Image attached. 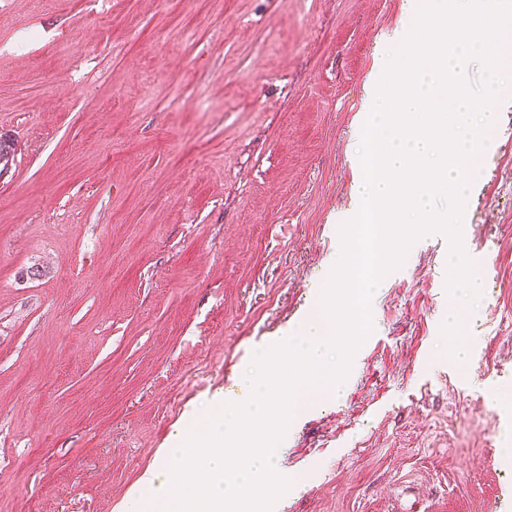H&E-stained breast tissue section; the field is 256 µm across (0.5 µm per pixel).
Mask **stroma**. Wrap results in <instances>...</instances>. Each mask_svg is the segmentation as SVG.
<instances>
[{
  "mask_svg": "<svg viewBox=\"0 0 512 512\" xmlns=\"http://www.w3.org/2000/svg\"><path fill=\"white\" fill-rule=\"evenodd\" d=\"M406 6L0 0V512H128L314 315ZM488 137L462 222L477 299L447 292L446 235L410 246L345 385L287 429L302 480L278 512H512V107Z\"/></svg>",
  "mask_w": 512,
  "mask_h": 512,
  "instance_id": "35a3bbf8",
  "label": "stroma"
}]
</instances>
